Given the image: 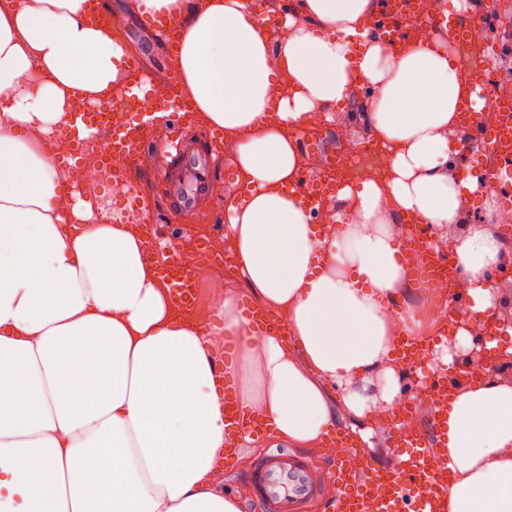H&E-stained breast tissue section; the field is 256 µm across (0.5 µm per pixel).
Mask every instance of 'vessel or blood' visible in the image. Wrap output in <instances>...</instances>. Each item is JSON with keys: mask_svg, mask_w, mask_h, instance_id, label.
Returning a JSON list of instances; mask_svg holds the SVG:
<instances>
[{"mask_svg": "<svg viewBox=\"0 0 512 512\" xmlns=\"http://www.w3.org/2000/svg\"><path fill=\"white\" fill-rule=\"evenodd\" d=\"M416 15L415 0H386L382 15L385 37L395 45L405 44L407 29ZM127 68L128 82L119 99L129 118L112 128V151L105 162L129 185L127 205L146 215L150 212L149 199L136 188L142 176L138 159L143 153H153L156 163L151 178L163 184L178 209L193 211L213 198L222 164L216 143L212 136L200 138L193 133L191 107L176 86L156 93L148 88V78L136 59H129ZM111 107L107 99L93 112H72L63 121L62 129L77 154L93 152L96 143L92 134L82 136L81 128L93 132L107 125ZM475 116V111L463 112L464 137L499 155L503 169L512 168V126L489 130L480 127ZM335 176L332 165L318 174L302 175L299 191L309 205H324L336 193ZM155 262L170 283L175 306L191 309L198 288L193 269L162 248ZM239 311L259 331H285L252 303H241ZM472 375L469 366L461 365L452 377L441 372L427 376L406 416L395 417L389 424L396 440L392 465L381 467L359 456L352 439L335 431L327 442L340 452L328 457L324 468L313 466L295 452L279 449L252 462L248 477L255 498L265 512H306L309 502L320 496L325 499L326 512H447L448 462L436 451L442 435L440 412L455 383ZM224 420L238 438L258 429L229 387L224 390Z\"/></svg>", "mask_w": 512, "mask_h": 512, "instance_id": "obj_1", "label": "vessel or blood"}]
</instances>
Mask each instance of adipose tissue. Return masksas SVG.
<instances>
[{
  "instance_id": "ef3b65f1",
  "label": "adipose tissue",
  "mask_w": 512,
  "mask_h": 512,
  "mask_svg": "<svg viewBox=\"0 0 512 512\" xmlns=\"http://www.w3.org/2000/svg\"><path fill=\"white\" fill-rule=\"evenodd\" d=\"M126 6L178 21L182 92L234 146L225 236L246 288L225 289L217 321L177 313L143 238L43 149L74 105L123 87L125 49L88 23V0H0V512H241L221 478L215 337L236 338L235 397L269 437L316 448L336 411L359 426L390 410L398 337L435 338L450 369L504 303L497 193L457 163L458 107L481 100L454 41L392 50L370 31L381 0H293L274 28L250 0ZM364 88L368 111H339ZM316 113L362 124L387 158L337 188L336 235L297 190ZM414 229L450 250L468 298L441 338L397 261ZM245 299L287 337L254 342ZM442 421L448 512H512V377L457 384Z\"/></svg>"
}]
</instances>
